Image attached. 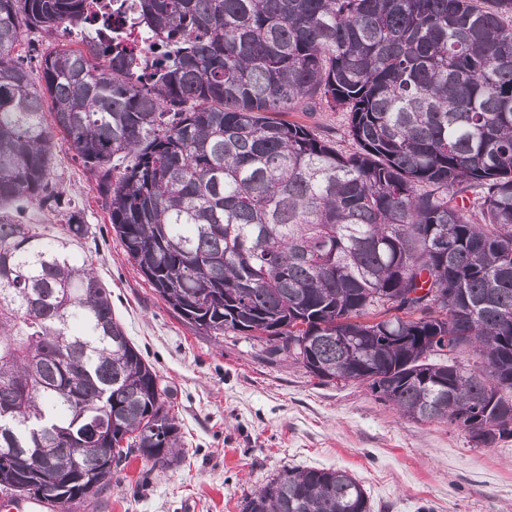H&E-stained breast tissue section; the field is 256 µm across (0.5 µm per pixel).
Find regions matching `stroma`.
I'll return each mask as SVG.
<instances>
[{"label": "stroma", "instance_id": "35a3bbf8", "mask_svg": "<svg viewBox=\"0 0 512 512\" xmlns=\"http://www.w3.org/2000/svg\"><path fill=\"white\" fill-rule=\"evenodd\" d=\"M334 141L345 115L288 113ZM55 181L93 235L73 246L112 294V311L169 393L184 442L162 468L131 455L112 486L73 512H241L286 467L342 468L372 512H512V438L475 448L448 421L411 422L363 386L321 383L263 343L186 325L144 280L116 238L94 177L56 136Z\"/></svg>", "mask_w": 512, "mask_h": 512}]
</instances>
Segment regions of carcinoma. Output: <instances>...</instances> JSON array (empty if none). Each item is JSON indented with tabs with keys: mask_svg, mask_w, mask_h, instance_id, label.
Listing matches in <instances>:
<instances>
[{
	"mask_svg": "<svg viewBox=\"0 0 512 512\" xmlns=\"http://www.w3.org/2000/svg\"><path fill=\"white\" fill-rule=\"evenodd\" d=\"M89 3L0 0L4 494L64 509L129 454L181 459L156 373L70 250L89 225L51 177L57 131L184 322L475 448L511 438L512 0H138L146 63L121 45L126 0ZM25 29L79 47L35 72ZM313 101L346 114L354 151L279 118ZM22 202L65 212L61 236L6 212ZM243 512L371 503L345 469L288 468Z\"/></svg>",
	"mask_w": 512,
	"mask_h": 512,
	"instance_id": "carcinoma-1",
	"label": "carcinoma"
}]
</instances>
